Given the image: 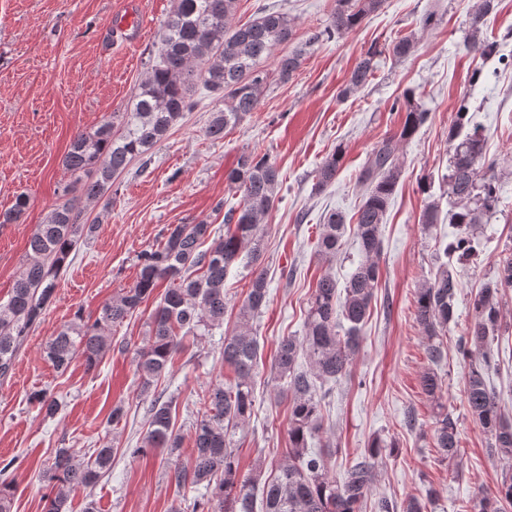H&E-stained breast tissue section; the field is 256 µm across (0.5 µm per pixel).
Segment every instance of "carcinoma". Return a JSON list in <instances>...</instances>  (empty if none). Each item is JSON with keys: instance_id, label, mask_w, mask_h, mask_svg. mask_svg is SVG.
I'll list each match as a JSON object with an SVG mask.
<instances>
[{"instance_id": "obj_1", "label": "carcinoma", "mask_w": 512, "mask_h": 512, "mask_svg": "<svg viewBox=\"0 0 512 512\" xmlns=\"http://www.w3.org/2000/svg\"><path fill=\"white\" fill-rule=\"evenodd\" d=\"M235 2L174 0L159 32L158 59L148 68L130 106L104 117L93 131L80 133L71 141L63 164L73 180L30 235L24 269L14 281L9 299L0 303V378L8 375L24 336L51 302L56 276L79 237L92 231L93 225L84 222L87 204L103 198L133 160L153 149L192 111L198 88L223 103L211 114L206 129L214 140L224 138V131L257 109L270 78L265 62L277 47L294 38V22L286 13L262 10L251 21L233 27L230 19ZM382 5L383 0H334L329 25L311 33L305 44L355 30ZM418 44L415 36L406 35L391 42L388 52L401 61L414 55ZM377 54L371 47L361 55L342 96L354 95L368 84ZM302 61L300 51L277 57V75L290 79ZM415 97V90L407 89L402 99L392 104V109L405 112L401 129L373 148L359 173L366 186L355 225L360 262L341 292L334 276H321L307 311L305 335L287 336L277 344L270 372L273 380L286 383L290 395V448L288 457L267 477L259 471L243 477L230 432L244 426L253 410L250 379L259 354L254 322L268 297L266 273L257 261L262 224L278 201L281 186L279 170L268 157L245 152L227 172L226 181L242 194V202L224 213V237L202 250L200 245L211 234L210 225H170L163 242L140 253L138 275L131 287L105 303L93 322L78 314L47 342L44 353L56 369L66 370L77 356L93 369L102 359L112 327L133 314L160 283H168L151 317L148 341L135 353L139 394L147 396L169 372L185 337L202 336L224 324V280L242 254L249 255V291L238 308L232 332L224 336V365L235 377L209 391L205 411L193 426L190 463L169 467V482L195 493L182 498L176 512H256L259 483L261 512H361L375 477L374 460L380 445L373 443L365 449L339 481L327 455L309 450L308 441L322 427V398L316 383L346 375L359 350L379 283L381 224L399 182L398 147L428 120ZM468 112L466 103H461L448 133V197L454 204L450 221L457 226V233L451 242L440 245L446 261L415 290V319L427 337V355L433 363L444 355L438 337L456 322L459 282L448 259L455 256L462 261L476 252V225L496 208L500 189L496 163L486 160L483 135L478 128H469ZM343 158L344 148L338 145L317 167L316 187L335 181ZM27 203L26 195H18L13 208L0 213V224L17 220ZM345 224V215L338 211L323 218L317 240V254L322 259L336 257ZM505 288H512V254L500 260L499 279L484 284L474 296L471 322L458 351L470 360L465 384L468 412L489 436L490 451L511 464L512 421L502 414L496 393L485 378L491 364L489 338L500 329L501 290ZM302 357L303 365L299 363ZM421 387L434 403L433 447L442 458L453 461L459 452V435L453 414L443 402L441 378L428 371L421 378ZM30 400L47 416L58 411L55 398L45 392L31 394ZM177 447L171 407L155 399L147 435L127 452L135 458L155 448L173 451ZM113 454L114 448L104 446L85 461L69 448L56 449L47 475L55 491L45 497L44 512H70L68 493L96 485L112 469ZM14 492L13 482L0 483V512H12ZM474 508L477 512H508L512 508L511 468L496 480L493 493Z\"/></svg>"}]
</instances>
